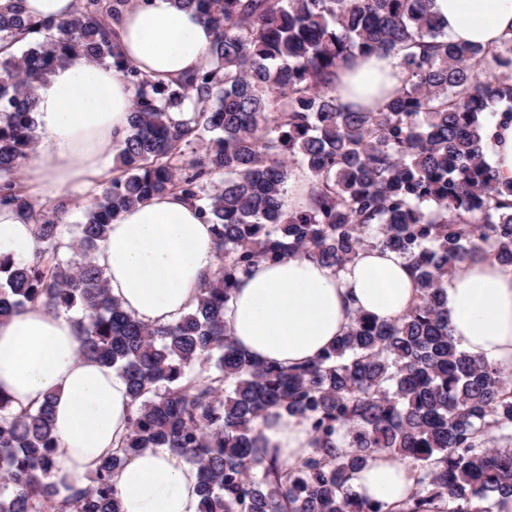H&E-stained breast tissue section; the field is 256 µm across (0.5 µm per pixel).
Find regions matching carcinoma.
Returning a JSON list of instances; mask_svg holds the SVG:
<instances>
[{
	"mask_svg": "<svg viewBox=\"0 0 512 512\" xmlns=\"http://www.w3.org/2000/svg\"><path fill=\"white\" fill-rule=\"evenodd\" d=\"M0 0V206L29 216L32 259L0 257V319L43 305L72 313L89 361L128 385V434L85 487L59 498L54 396L15 412L0 392V512H120L127 458L168 448L197 467L200 512H512V373L457 348L444 283L478 250L512 266V183L485 160L486 127L512 119V47L488 55L448 40L430 0H172L211 26L202 65L152 79L116 28L132 0H77L58 22ZM389 56L403 86L375 109L336 94L340 62ZM110 64L134 92L120 173L65 236V204H39L17 178L38 143V86L59 66ZM180 112L176 120L172 113ZM309 205L286 202L293 168ZM177 194L213 226L218 265L197 304L152 327L128 315L96 262L124 209ZM407 259L418 295L399 319L357 315L316 360L259 363L224 326V305L258 262L302 257L340 268L365 247ZM280 407L308 419L317 448L283 466L254 447ZM381 452L412 465L392 506L359 498L352 472Z\"/></svg>",
	"mask_w": 512,
	"mask_h": 512,
	"instance_id": "obj_1",
	"label": "carcinoma"
}]
</instances>
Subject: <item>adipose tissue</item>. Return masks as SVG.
I'll use <instances>...</instances> for the list:
<instances>
[{"label": "adipose tissue", "instance_id": "1", "mask_svg": "<svg viewBox=\"0 0 512 512\" xmlns=\"http://www.w3.org/2000/svg\"><path fill=\"white\" fill-rule=\"evenodd\" d=\"M450 40L499 51L512 43V0H432ZM123 53L152 78L170 81L196 70L211 28L172 0L129 7L117 28ZM341 101L383 104L402 85L395 60L374 55L341 68ZM132 91L112 66L76 60L55 68L37 91L34 119L41 145L24 161L28 184L55 201L101 174L113 144L129 125ZM488 160L500 182H512V120L487 131ZM31 222L0 208V255L28 261ZM111 293L132 317L167 325L188 312L217 264L211 225L175 194L120 213L97 253ZM450 332L458 347L489 364L512 368V267L478 254L466 259L445 286ZM417 297L416 279L396 252L367 247L336 269L315 260L261 262L242 276L224 307L236 345L254 360L292 367L318 358L348 329L355 313L380 321L401 317ZM69 315L43 306L0 320V391L14 410L35 409L54 394V478L84 481L128 432L131 399L111 367L83 359ZM257 447L294 465L314 448L306 418L271 408L257 430ZM121 512H199L194 466L166 448L131 456L114 477ZM351 489L394 504L413 487L410 466L377 455L352 473Z\"/></svg>", "mask_w": 512, "mask_h": 512}]
</instances>
